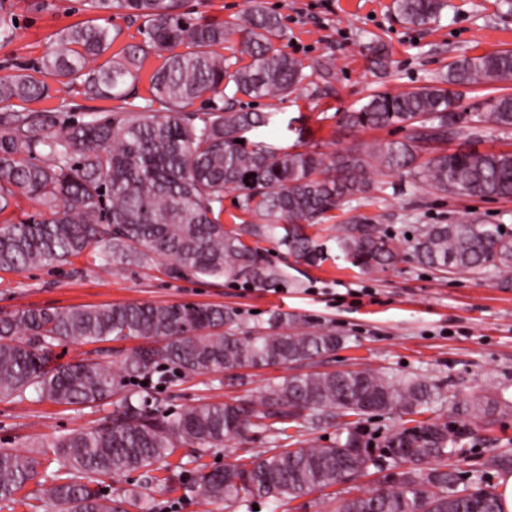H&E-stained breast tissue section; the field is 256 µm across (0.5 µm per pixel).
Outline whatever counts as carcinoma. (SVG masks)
<instances>
[{"instance_id":"carcinoma-1","label":"carcinoma","mask_w":512,"mask_h":512,"mask_svg":"<svg viewBox=\"0 0 512 512\" xmlns=\"http://www.w3.org/2000/svg\"><path fill=\"white\" fill-rule=\"evenodd\" d=\"M89 11L124 13L142 20L143 40L111 52L117 35L106 25L81 23L56 33V48L36 67L0 76V214L17 195L38 209L24 219L0 222V270L67 264L86 250L100 266L143 267L161 262L172 280L224 279L269 287L286 271L270 262L259 243L274 239L309 266L325 260V247L307 232L343 200L370 189V170L398 173L414 185L480 198H512V153L456 150L448 138L480 135L479 125L512 129V94L482 111L460 107L449 87L512 82V50L448 62L434 83L377 92L343 115L351 128L395 126L398 140L379 141L332 158L303 140L282 147L248 133L270 124L272 113L246 111L238 98L287 100L302 88L305 65L284 50L277 14L263 0H246L232 30L224 22L195 20L182 0H84ZM444 0H394L402 23L437 21ZM239 36L237 54L224 56L228 35ZM163 60L150 76V97L129 102L144 61ZM50 76L78 83L92 100L122 105L87 118L58 120L14 102L50 97ZM207 104L192 109L196 101ZM239 193L242 227L224 225V194ZM336 246L365 274L393 267L407 250L416 261L444 272L482 273L491 268L512 283V235L498 224L474 219L430 224L401 245L366 218L341 224ZM238 313L197 303L129 304L69 309L22 307L0 315V398L100 407L118 397L112 413L87 430L55 440L47 462L0 448V499L11 501L37 476L60 512H153L147 494L113 497L103 479L153 466L173 465L176 449L190 448L196 464L185 486L212 505L252 498L293 501L344 483L337 457L349 449L353 469L380 468L361 425L375 413L417 416L432 410L433 385L413 377L394 379L374 369L302 373L270 385L256 401H213L172 410L153 378L170 366L184 376L269 366L290 367L332 354L341 338L288 314L268 326L239 334ZM138 340L112 367L100 357L61 364L54 348L63 342ZM343 418L330 444L297 440L290 428L315 429ZM413 426H408V423ZM248 433L265 436L271 448L221 469L200 459ZM386 450L407 455L408 468L387 492L341 499L337 512H502L495 485L477 477L479 496L461 493L460 471L445 460H468L471 449L457 427L442 419L404 420L389 429Z\"/></svg>"}]
</instances>
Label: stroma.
Here are the masks:
<instances>
[{
    "instance_id": "stroma-1",
    "label": "stroma",
    "mask_w": 512,
    "mask_h": 512,
    "mask_svg": "<svg viewBox=\"0 0 512 512\" xmlns=\"http://www.w3.org/2000/svg\"><path fill=\"white\" fill-rule=\"evenodd\" d=\"M13 12L14 40L0 43V74L32 63L54 46L56 33L86 22L83 0H0ZM283 20L288 53L307 73L319 63L334 67L331 83L308 85L287 101L243 98L244 108L271 113L257 137L279 145L304 136L309 147L327 155L375 141L401 138L388 127L356 130L342 121L366 97L385 90H407L432 83L454 58L512 49V9L498 0H446L440 19L410 28L397 18L393 0H265ZM383 44L386 69L373 63L372 48ZM372 189L341 203L328 220L315 225L329 248L321 268L296 263L276 242L264 244L269 260L285 268L280 287L257 288L221 279L174 281L160 268L100 267L93 253L58 267L0 271V313L20 306L70 308L86 305L192 302L236 309L242 329L266 325L273 313L299 316L342 339L329 356L299 365L302 373L369 367L394 377H418L439 387L435 410L451 417L453 405L489 396L502 410L495 424L472 441L464 465L481 470L492 450L512 452V287L499 285L496 271L441 273L411 255L388 271L365 275L336 248V227L363 216L383 225L396 240L417 235L428 224L474 218L512 231V199H483L407 187L397 174L371 173ZM284 368H260L185 377L175 374L161 395L180 409L211 401L258 400L269 384L288 377ZM108 407H81L0 399V447L27 451L41 444L53 458L55 437L86 430ZM156 512H335L336 494L314 493L287 503L253 507L238 502L214 510L188 491H152Z\"/></svg>"
}]
</instances>
